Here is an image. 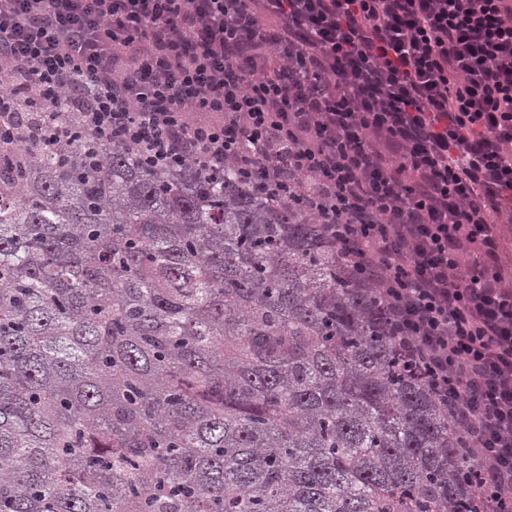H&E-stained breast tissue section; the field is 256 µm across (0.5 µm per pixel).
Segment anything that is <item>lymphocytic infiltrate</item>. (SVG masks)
<instances>
[{
	"label": "lymphocytic infiltrate",
	"instance_id": "obj_1",
	"mask_svg": "<svg viewBox=\"0 0 512 512\" xmlns=\"http://www.w3.org/2000/svg\"><path fill=\"white\" fill-rule=\"evenodd\" d=\"M22 118L304 198L512 512V0H0Z\"/></svg>",
	"mask_w": 512,
	"mask_h": 512
}]
</instances>
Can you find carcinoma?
<instances>
[{
	"label": "carcinoma",
	"mask_w": 512,
	"mask_h": 512,
	"mask_svg": "<svg viewBox=\"0 0 512 512\" xmlns=\"http://www.w3.org/2000/svg\"><path fill=\"white\" fill-rule=\"evenodd\" d=\"M459 442L301 203L0 147V512H484Z\"/></svg>",
	"instance_id": "1"
}]
</instances>
